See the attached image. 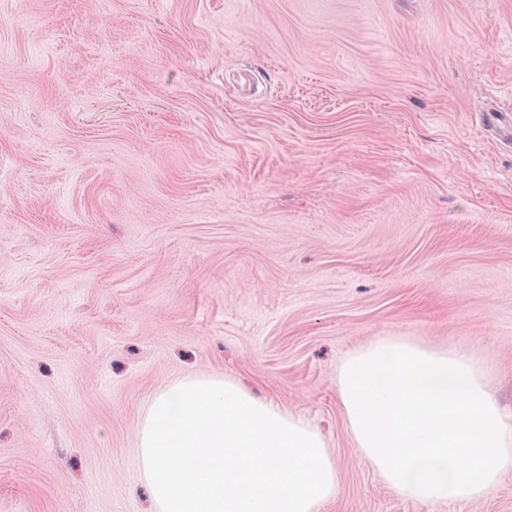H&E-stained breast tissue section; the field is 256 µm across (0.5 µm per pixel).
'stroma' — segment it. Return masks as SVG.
I'll return each instance as SVG.
<instances>
[{"label": "stroma", "instance_id": "obj_1", "mask_svg": "<svg viewBox=\"0 0 512 512\" xmlns=\"http://www.w3.org/2000/svg\"><path fill=\"white\" fill-rule=\"evenodd\" d=\"M512 0H0V512H150L136 426L190 375L309 421L322 512L402 496L336 373L463 349L512 419Z\"/></svg>", "mask_w": 512, "mask_h": 512}]
</instances>
